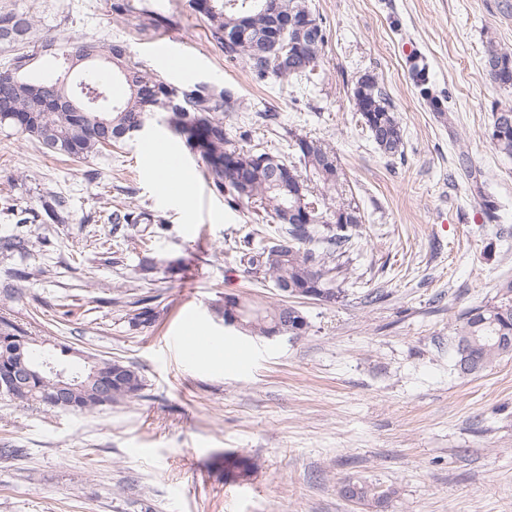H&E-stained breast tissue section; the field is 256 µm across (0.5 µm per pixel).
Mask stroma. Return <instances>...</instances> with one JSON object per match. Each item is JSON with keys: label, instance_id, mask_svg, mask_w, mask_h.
I'll use <instances>...</instances> for the list:
<instances>
[{"label": "stroma", "instance_id": "35a3bbf8", "mask_svg": "<svg viewBox=\"0 0 512 512\" xmlns=\"http://www.w3.org/2000/svg\"><path fill=\"white\" fill-rule=\"evenodd\" d=\"M133 2L170 26L139 29L112 13V0H0V11L28 13L42 35L123 40L133 61L174 85L213 83L278 113L274 131L225 118L244 148L294 162L293 135L325 140L362 215L354 273L339 301L301 304L310 324L301 339L225 326V295L279 303L273 283L248 276L235 252L277 227L230 207L185 151L190 203L180 204L142 151L147 140L178 146L161 118L80 161L0 129V236L18 226L42 240L23 256L0 252V288L15 267L49 270L0 291V315L37 342L72 347L71 362L117 357L145 379L141 397L83 415L0 401V448L18 451L0 459V512H512V357L459 374L448 330L512 278V157L488 138L512 89L485 71L488 41L512 48V9L503 0H307L327 35L320 77L282 86L225 57L189 0ZM164 42L194 59L191 73L168 69L157 54ZM365 73L390 98L401 154L381 153L354 110ZM50 192L67 198L63 223L20 226L6 210L41 208ZM111 203L163 219L148 243L153 271L139 267L136 227L107 222ZM177 263L182 271L171 272ZM373 290L382 298L371 303ZM145 295L157 320L133 325V301ZM188 313L201 335L250 348L247 364L185 356ZM227 452L256 462L248 480L225 479L215 460ZM349 480L394 493L380 507L349 501L337 492Z\"/></svg>", "mask_w": 512, "mask_h": 512}]
</instances>
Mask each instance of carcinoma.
I'll return each instance as SVG.
<instances>
[{
  "instance_id": "obj_1",
  "label": "carcinoma",
  "mask_w": 512,
  "mask_h": 512,
  "mask_svg": "<svg viewBox=\"0 0 512 512\" xmlns=\"http://www.w3.org/2000/svg\"><path fill=\"white\" fill-rule=\"evenodd\" d=\"M261 0H191L193 10L210 20V37L224 55L243 58L259 79L281 83L308 81L320 67V53L325 33L319 17L312 14L306 0H280L281 8L293 13H309L320 33L309 40L304 59L283 68L277 64V48L272 41V20L260 8ZM34 23L26 13L0 12V50L7 53L0 66V90H7L14 111L0 112V128H10L40 144L44 149L75 160L94 157L123 141V134L136 125H146L157 112L166 113V122L174 137L193 155L201 158L215 189L230 196L233 206L247 205L279 225L278 238L270 245L256 246L248 237L237 247L239 264L244 272L275 287L306 288L312 298L333 302L344 292L351 277L353 239L359 236L362 217L359 209L345 199V173L336 151L324 140L292 135L302 168L289 164L270 152H253L238 147L229 138L224 115L242 110L241 102L228 91L213 85L194 84L185 105L178 107L168 97L170 83L132 62L127 45L121 41L103 43L96 36L80 40L59 41L47 37L41 48L56 50L61 56L83 52L112 53V68L117 70L128 93L113 99L114 74L98 72L86 78L89 90L105 94L102 105L81 112H31L30 101L38 79L27 77L35 53L25 50L33 42ZM487 70L490 80L512 89V51L493 42L487 46ZM355 112L370 132L381 152L394 156L401 152L403 137L399 122L391 112L389 98L377 78L359 76L353 89ZM512 107L493 113L489 139L496 150L512 156V127L498 124ZM106 117L112 137L103 139L97 129L98 119ZM113 224H160L162 220L141 207L118 208L109 214ZM30 240L19 235L0 239L4 251H28ZM151 298L134 301L136 326L155 321ZM297 306L281 303L272 307L241 299V315L254 336H271L282 332L284 309ZM457 358L467 353L475 360L466 375L479 374L497 360L512 356V279L498 285L496 299L468 308L454 329ZM36 355L34 339L23 327L0 316V378L14 375L20 394L4 396L20 404L53 406L58 381L49 372H26ZM72 405L67 411L91 412L141 396L145 381L139 369L121 359L84 357V365L70 368ZM224 470L247 478L255 463L247 456L226 453ZM341 497L352 501H371L382 505L394 494L366 483L351 481L338 488Z\"/></svg>"
}]
</instances>
